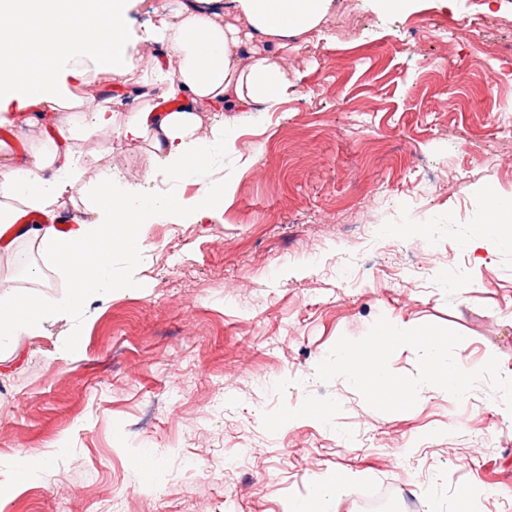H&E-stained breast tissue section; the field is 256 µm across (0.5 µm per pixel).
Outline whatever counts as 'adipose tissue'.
<instances>
[{"mask_svg": "<svg viewBox=\"0 0 512 512\" xmlns=\"http://www.w3.org/2000/svg\"><path fill=\"white\" fill-rule=\"evenodd\" d=\"M333 0H182L174 15L156 16L133 30L127 0H0V18L14 20L23 35L0 36V126L27 138L50 115L56 139L49 148L18 161L0 157V248L23 236L37 242L41 263L29 265L35 280L63 273L72 282L68 298L46 305L33 298H0V351L32 336L49 315L80 308L90 295L111 294L120 277L112 251L136 257L146 224L169 214L201 217L215 212L223 197L213 188L183 198L155 191L134 192L117 184L111 170L88 171L66 143L73 137L60 113L69 103L57 90L59 66L76 49L91 50L113 75L124 76L129 47L141 42L163 47L154 81L174 108L140 109L129 115L124 135L147 143L167 180L204 175L223 155L239 115L270 110L287 95L288 75L280 54L305 36L324 38ZM224 112L220 127L208 130L201 106ZM84 183L88 222L60 232L51 216L55 204ZM484 221L463 235L471 252L512 249V193L487 191ZM39 213L41 223L20 222Z\"/></svg>", "mask_w": 512, "mask_h": 512, "instance_id": "obj_1", "label": "adipose tissue"}]
</instances>
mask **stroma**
Masks as SVG:
<instances>
[{
	"label": "stroma",
	"mask_w": 512,
	"mask_h": 512,
	"mask_svg": "<svg viewBox=\"0 0 512 512\" xmlns=\"http://www.w3.org/2000/svg\"><path fill=\"white\" fill-rule=\"evenodd\" d=\"M326 29L284 51L287 97L245 113L210 176L223 206L148 225L137 260L113 253L111 295L0 361V512H288L339 470L352 480L329 512H362L368 490L400 512L462 485L477 492L471 512H512V413L488 382L382 413L344 378L315 376L340 337L382 316L451 328L470 369L495 357L512 373V251L461 244L481 191L512 193V0H413L401 13L333 0ZM130 55L121 82H92L85 50L62 67L68 100L113 95L111 131L71 146L130 189L192 197L201 183L165 182L148 145L120 133L163 94H128L162 47ZM12 262L0 253V296L69 293L64 277L32 283ZM320 402L329 420L307 414ZM147 452L148 480L133 467ZM24 454L46 467L17 484Z\"/></svg>",
	"instance_id": "obj_1"
}]
</instances>
